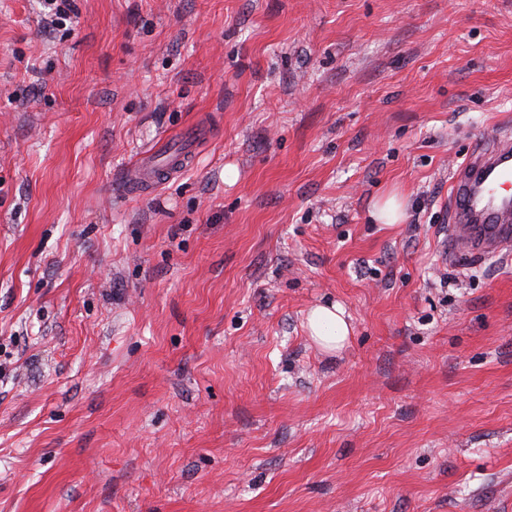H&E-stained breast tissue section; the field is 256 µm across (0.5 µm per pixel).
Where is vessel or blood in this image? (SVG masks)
<instances>
[{
	"mask_svg": "<svg viewBox=\"0 0 512 512\" xmlns=\"http://www.w3.org/2000/svg\"><path fill=\"white\" fill-rule=\"evenodd\" d=\"M186 150L169 151L166 162L142 155L127 171L137 189L159 185L181 166ZM512 246V129L486 137L452 173L448 190V257H472Z\"/></svg>",
	"mask_w": 512,
	"mask_h": 512,
	"instance_id": "1",
	"label": "vessel or blood"
}]
</instances>
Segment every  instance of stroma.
<instances>
[{
    "instance_id": "35a3bbf8",
    "label": "stroma",
    "mask_w": 512,
    "mask_h": 512,
    "mask_svg": "<svg viewBox=\"0 0 512 512\" xmlns=\"http://www.w3.org/2000/svg\"><path fill=\"white\" fill-rule=\"evenodd\" d=\"M75 5L0 0V512H512V255L444 211L512 0ZM44 7L50 9L48 11L47 24L49 28L57 29L65 25L64 21L72 19L71 14L75 15L73 1L71 0H45ZM190 148L180 149V144L171 149L165 163L159 162L152 152L145 153L127 171V181L136 189L155 188L175 168L182 165ZM374 218L380 224H396L402 218L401 205L395 195H391L376 206ZM306 321L310 336L326 351L340 350L351 333L346 312L339 303L314 307L308 312Z\"/></svg>"
}]
</instances>
